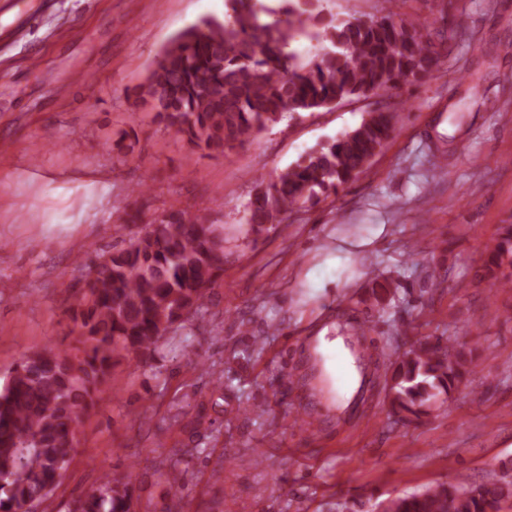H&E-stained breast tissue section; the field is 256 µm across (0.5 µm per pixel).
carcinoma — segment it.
I'll return each mask as SVG.
<instances>
[{
  "mask_svg": "<svg viewBox=\"0 0 512 512\" xmlns=\"http://www.w3.org/2000/svg\"><path fill=\"white\" fill-rule=\"evenodd\" d=\"M230 2L231 20L206 17L177 34L128 90L136 110L153 113L193 150L222 154L288 112L387 92L431 73L440 55L430 34L391 9L379 19L326 22L320 0H284L285 18L263 22L252 0ZM309 24L319 50L305 59L289 46ZM399 121V112L379 109L260 184L247 213L250 231L280 229L295 209L357 178ZM93 252L94 269L72 310L78 352L35 349L0 388V512H24L53 491L112 369L130 357L148 362L166 333L202 311L224 271L222 231L187 209L163 211L124 248ZM475 280L490 289L512 282L511 224ZM472 362L473 351L461 344L412 345L387 380L391 413L408 423L430 414ZM510 485L482 484L471 495L437 484L396 498L395 512H502ZM69 512H134L129 476H106Z\"/></svg>",
  "mask_w": 512,
  "mask_h": 512,
  "instance_id": "1",
  "label": "carcinoma"
}]
</instances>
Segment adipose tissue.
I'll return each mask as SVG.
<instances>
[{"label": "adipose tissue", "instance_id": "obj_1", "mask_svg": "<svg viewBox=\"0 0 512 512\" xmlns=\"http://www.w3.org/2000/svg\"><path fill=\"white\" fill-rule=\"evenodd\" d=\"M311 351L318 360L323 379L331 387L332 404L347 406L358 386L360 375L342 337L319 334Z\"/></svg>", "mask_w": 512, "mask_h": 512}]
</instances>
